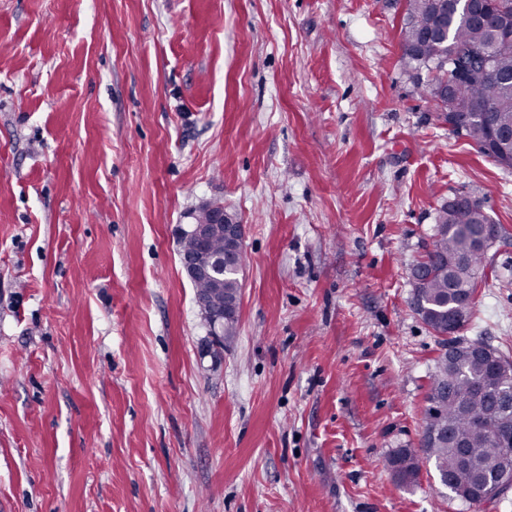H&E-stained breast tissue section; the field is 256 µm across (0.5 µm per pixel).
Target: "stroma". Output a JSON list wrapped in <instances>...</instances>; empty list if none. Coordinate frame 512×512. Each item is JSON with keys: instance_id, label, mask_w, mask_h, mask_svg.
<instances>
[{"instance_id": "35a3bbf8", "label": "stroma", "mask_w": 512, "mask_h": 512, "mask_svg": "<svg viewBox=\"0 0 512 512\" xmlns=\"http://www.w3.org/2000/svg\"><path fill=\"white\" fill-rule=\"evenodd\" d=\"M405 0H0V512H512L383 461L440 346L408 269L500 224L460 330L512 358V167L405 67ZM244 226L211 345L187 213ZM437 107L442 111L445 120L448 121L449 129L459 135L466 136L470 140H472L477 146H479L482 153L490 156V151H495V144L491 140L492 132L490 127L481 120L478 116L473 117L464 127L461 129L455 128L452 126L453 124V116L450 110H448V106L441 107L436 103Z\"/></svg>"}]
</instances>
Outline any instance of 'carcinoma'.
Listing matches in <instances>:
<instances>
[{"instance_id":"obj_1","label":"carcinoma","mask_w":512,"mask_h":512,"mask_svg":"<svg viewBox=\"0 0 512 512\" xmlns=\"http://www.w3.org/2000/svg\"><path fill=\"white\" fill-rule=\"evenodd\" d=\"M400 37L405 66L426 74L427 93L449 77L452 99L477 112L488 110L499 127L512 128V38L472 24L461 11L444 17L432 0H406ZM440 111L452 132L472 140L484 154L495 150L491 129L479 117L459 129L453 126L454 113L445 107ZM490 223L482 201L474 197L461 211L442 205L425 254L411 265V305L441 337V353L426 395L421 448L396 449L384 459L392 472L403 464L411 470L407 486L417 484L423 468L433 465L453 498L469 507L481 504L480 487L495 480L488 463L512 452V408L496 404L502 391H512V377L505 380L495 372L497 364L512 361L489 345L479 354L469 343L444 338L448 315L475 296L484 276L486 253L479 241ZM489 421L498 424L501 436L486 432Z\"/></svg>"}]
</instances>
